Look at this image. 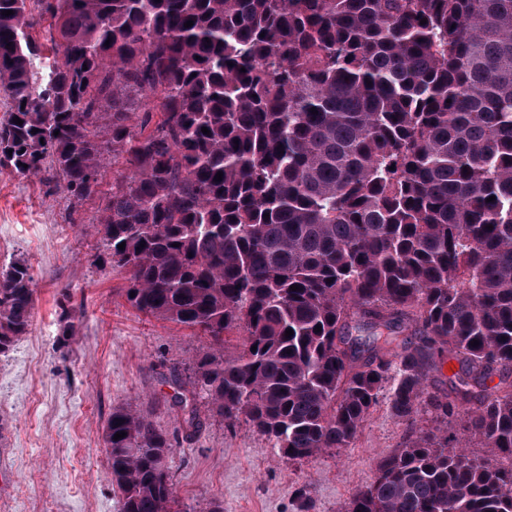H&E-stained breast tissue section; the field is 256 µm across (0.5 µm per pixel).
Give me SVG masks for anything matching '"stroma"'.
<instances>
[{
    "label": "stroma",
    "instance_id": "1",
    "mask_svg": "<svg viewBox=\"0 0 512 512\" xmlns=\"http://www.w3.org/2000/svg\"><path fill=\"white\" fill-rule=\"evenodd\" d=\"M100 206L0 172V266L27 260L37 289L30 333L0 355V512H119L103 430L128 404L169 439L174 491L188 512L214 501L224 512H344L414 426L384 400L352 447L301 463L280 458L246 423L225 427L199 395L201 426L189 429L173 398L209 342L137 312L122 295L125 274L94 265ZM66 308L76 330L63 343Z\"/></svg>",
    "mask_w": 512,
    "mask_h": 512
}]
</instances>
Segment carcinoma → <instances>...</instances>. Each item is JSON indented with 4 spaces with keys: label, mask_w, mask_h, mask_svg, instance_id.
Here are the masks:
<instances>
[{
    "label": "carcinoma",
    "mask_w": 512,
    "mask_h": 512,
    "mask_svg": "<svg viewBox=\"0 0 512 512\" xmlns=\"http://www.w3.org/2000/svg\"><path fill=\"white\" fill-rule=\"evenodd\" d=\"M28 2L0 0V170L103 201L95 262L208 338L224 423L302 461L387 392L433 426L345 512H512V0H41L44 44ZM35 304L26 261L0 271V353ZM103 440L120 512H186L164 433L128 405Z\"/></svg>",
    "instance_id": "cac0c4a2"
}]
</instances>
